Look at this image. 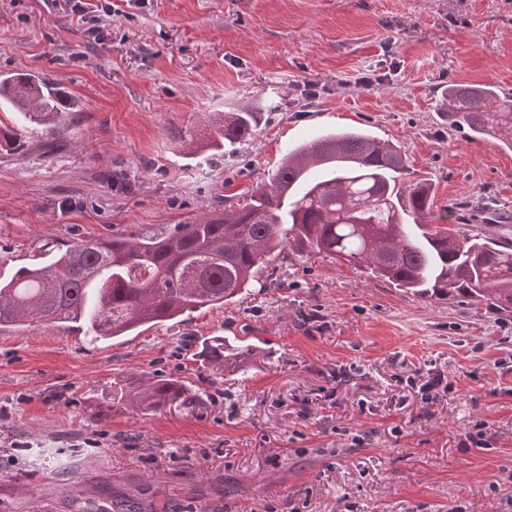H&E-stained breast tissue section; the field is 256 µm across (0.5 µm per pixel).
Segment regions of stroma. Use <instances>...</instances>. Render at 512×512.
<instances>
[{
  "instance_id": "1",
  "label": "stroma",
  "mask_w": 512,
  "mask_h": 512,
  "mask_svg": "<svg viewBox=\"0 0 512 512\" xmlns=\"http://www.w3.org/2000/svg\"><path fill=\"white\" fill-rule=\"evenodd\" d=\"M110 2L83 20L64 0H0V74L82 101L64 129L0 152V274L44 245L169 233L346 129L400 147L436 213L512 240V150L440 112L451 84L512 95V0ZM246 110L253 139L188 156ZM211 336L260 356L223 375L193 358ZM431 372L450 389L427 405L403 379ZM137 378L181 380L189 399L113 404ZM480 421L493 447L462 449ZM122 494L152 512H512V313L287 249L177 323L0 335V512Z\"/></svg>"
}]
</instances>
